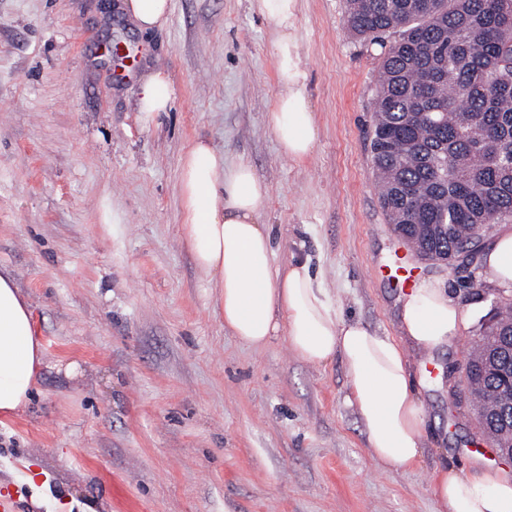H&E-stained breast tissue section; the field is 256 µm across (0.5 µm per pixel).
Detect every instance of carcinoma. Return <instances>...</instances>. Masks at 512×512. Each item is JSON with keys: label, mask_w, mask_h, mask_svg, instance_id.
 Masks as SVG:
<instances>
[{"label": "carcinoma", "mask_w": 512, "mask_h": 512, "mask_svg": "<svg viewBox=\"0 0 512 512\" xmlns=\"http://www.w3.org/2000/svg\"><path fill=\"white\" fill-rule=\"evenodd\" d=\"M503 0H345L344 22L376 45L371 163L387 223L419 258L454 261L489 227L512 221V18ZM512 336V303L473 341L470 403L491 438L512 408L490 411L486 369Z\"/></svg>", "instance_id": "obj_1"}]
</instances>
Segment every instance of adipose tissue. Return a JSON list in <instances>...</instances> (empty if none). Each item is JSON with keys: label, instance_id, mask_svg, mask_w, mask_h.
I'll return each mask as SVG.
<instances>
[{"label": "adipose tissue", "instance_id": "ef3b65f1", "mask_svg": "<svg viewBox=\"0 0 512 512\" xmlns=\"http://www.w3.org/2000/svg\"><path fill=\"white\" fill-rule=\"evenodd\" d=\"M270 20L275 70L281 92L267 114L280 151L301 161L313 151L318 127L310 105L307 73L296 37L299 0H251ZM175 89L169 76H144L137 100L143 123L169 111ZM181 236L198 270L220 290L224 328L253 349L285 333L301 360L323 366L338 359L364 427L371 455L408 471L422 463V405L412 387L399 341L343 319L309 263L273 260L269 228L262 221L269 187L245 160L226 163L222 149L196 141L181 158ZM485 271L499 285L512 284V225H503L483 255ZM399 326L417 349L444 350L465 323L459 301L444 284L428 282L406 296ZM44 349L32 311L13 272H0V418L28 406ZM429 490L441 512H512V478L479 470L435 469Z\"/></svg>", "mask_w": 512, "mask_h": 512}]
</instances>
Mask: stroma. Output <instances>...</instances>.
<instances>
[{"label": "stroma", "mask_w": 512, "mask_h": 512, "mask_svg": "<svg viewBox=\"0 0 512 512\" xmlns=\"http://www.w3.org/2000/svg\"><path fill=\"white\" fill-rule=\"evenodd\" d=\"M170 4L142 32L119 0H0V270L17 274L46 353L30 404L0 423V491L19 492L16 512H437L434 469L512 474L446 374L512 286L477 258L421 261L387 224L369 147L379 62L346 31L344 0H300L319 130L300 162L267 124L272 23L249 0ZM155 70L175 98L147 125L136 103ZM199 138L254 166L275 262H309L345 317L398 336L403 263L460 300L467 326L448 352L406 349L419 470L372 457L341 361L314 367L285 334L255 350L225 331L180 235L179 162Z\"/></svg>", "instance_id": "stroma-1"}]
</instances>
